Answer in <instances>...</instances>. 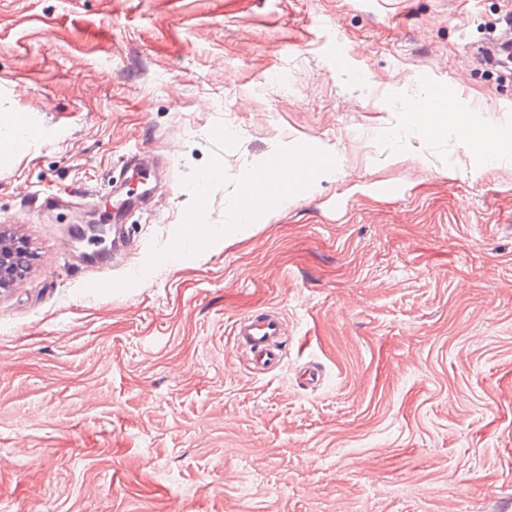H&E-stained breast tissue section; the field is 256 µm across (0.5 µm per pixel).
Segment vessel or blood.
<instances>
[{
    "label": "vessel or blood",
    "instance_id": "obj_1",
    "mask_svg": "<svg viewBox=\"0 0 512 512\" xmlns=\"http://www.w3.org/2000/svg\"><path fill=\"white\" fill-rule=\"evenodd\" d=\"M429 96L430 101L424 104V111L456 112L460 109L456 97L445 86H434ZM281 334L282 321L279 314L274 312L246 315L237 318L233 325L236 344L244 346L248 363L261 372L274 369L282 363L284 352L280 345Z\"/></svg>",
    "mask_w": 512,
    "mask_h": 512
}]
</instances>
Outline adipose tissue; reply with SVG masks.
<instances>
[{
  "label": "adipose tissue",
  "mask_w": 512,
  "mask_h": 512,
  "mask_svg": "<svg viewBox=\"0 0 512 512\" xmlns=\"http://www.w3.org/2000/svg\"><path fill=\"white\" fill-rule=\"evenodd\" d=\"M34 129L24 113L4 112L0 114V155L22 153ZM308 176L302 161L284 160L258 171L256 176H244L242 193L232 206L233 213L252 218L258 207L283 205L292 199V189Z\"/></svg>",
  "instance_id": "adipose-tissue-1"
}]
</instances>
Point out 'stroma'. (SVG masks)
Instances as JSON below:
<instances>
[{"label":"stroma","instance_id":"obj_1","mask_svg":"<svg viewBox=\"0 0 512 512\" xmlns=\"http://www.w3.org/2000/svg\"><path fill=\"white\" fill-rule=\"evenodd\" d=\"M509 14L0 0V113L36 131L0 159L31 253L0 293V512H512V154L405 122L442 82L512 128V69L477 54ZM311 142L340 169L227 230L244 173ZM265 310L285 357L259 373L231 328Z\"/></svg>","mask_w":512,"mask_h":512}]
</instances>
